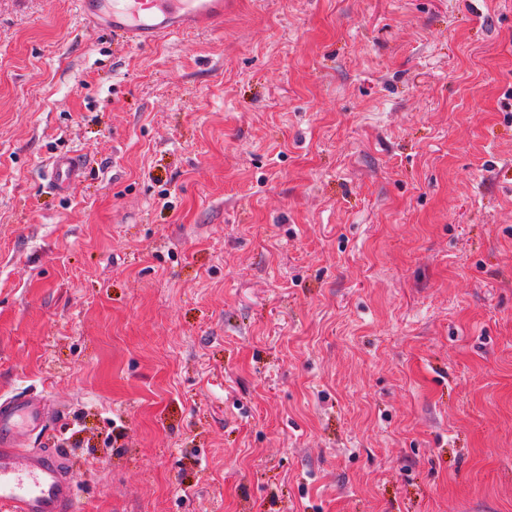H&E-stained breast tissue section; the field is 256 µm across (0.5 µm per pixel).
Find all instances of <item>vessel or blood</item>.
I'll list each match as a JSON object with an SVG mask.
<instances>
[{"instance_id":"b4317fda","label":"vessel or blood","mask_w":512,"mask_h":512,"mask_svg":"<svg viewBox=\"0 0 512 512\" xmlns=\"http://www.w3.org/2000/svg\"><path fill=\"white\" fill-rule=\"evenodd\" d=\"M96 30L141 47L163 36L207 33L224 21V0H76ZM51 177L67 192L82 176V160L55 157ZM45 400L25 395L0 402V512H77V489L66 457L50 448H29L27 436L41 428Z\"/></svg>"}]
</instances>
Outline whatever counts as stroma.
Here are the masks:
<instances>
[{"label":"stroma","instance_id":"1","mask_svg":"<svg viewBox=\"0 0 512 512\" xmlns=\"http://www.w3.org/2000/svg\"><path fill=\"white\" fill-rule=\"evenodd\" d=\"M74 2L0 0V398L78 512H512V0ZM83 19L128 45L163 36L207 33L224 22V0H77ZM51 178L61 193L82 176V160L77 153L55 157L51 162Z\"/></svg>","mask_w":512,"mask_h":512}]
</instances>
